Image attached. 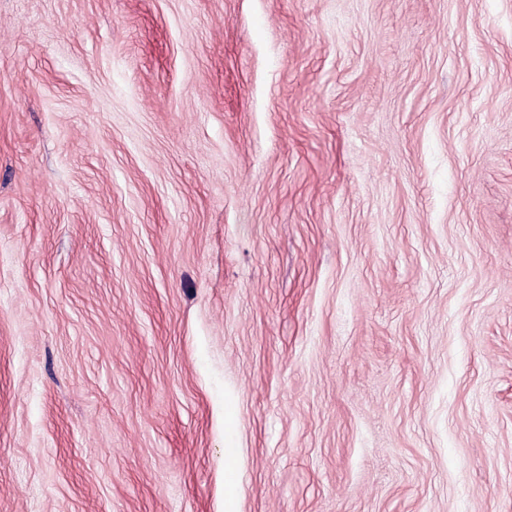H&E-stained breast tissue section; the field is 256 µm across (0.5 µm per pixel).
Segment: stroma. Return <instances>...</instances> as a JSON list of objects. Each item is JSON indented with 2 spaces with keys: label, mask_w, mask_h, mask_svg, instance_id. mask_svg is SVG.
Listing matches in <instances>:
<instances>
[{
  "label": "stroma",
  "mask_w": 512,
  "mask_h": 512,
  "mask_svg": "<svg viewBox=\"0 0 512 512\" xmlns=\"http://www.w3.org/2000/svg\"><path fill=\"white\" fill-rule=\"evenodd\" d=\"M0 512H512V0H0Z\"/></svg>",
  "instance_id": "35a3bbf8"
}]
</instances>
